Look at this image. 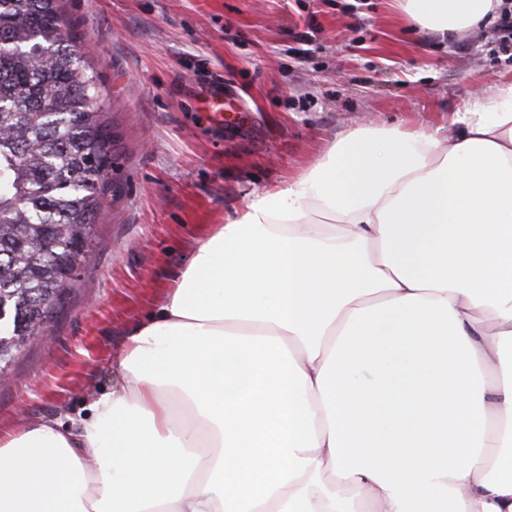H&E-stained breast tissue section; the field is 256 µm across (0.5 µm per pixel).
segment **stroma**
<instances>
[{
	"label": "stroma",
	"instance_id": "1",
	"mask_svg": "<svg viewBox=\"0 0 512 512\" xmlns=\"http://www.w3.org/2000/svg\"><path fill=\"white\" fill-rule=\"evenodd\" d=\"M112 124L96 244L46 343L0 381V427L66 420L112 387V356L209 225L354 124H447L512 81V37L410 32L392 0H66ZM250 121L211 124L214 89Z\"/></svg>",
	"mask_w": 512,
	"mask_h": 512
}]
</instances>
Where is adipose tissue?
<instances>
[{"label": "adipose tissue", "mask_w": 512, "mask_h": 512, "mask_svg": "<svg viewBox=\"0 0 512 512\" xmlns=\"http://www.w3.org/2000/svg\"><path fill=\"white\" fill-rule=\"evenodd\" d=\"M444 38L502 0H397ZM0 512H512V82L360 125L213 225Z\"/></svg>", "instance_id": "ef3b65f1"}]
</instances>
